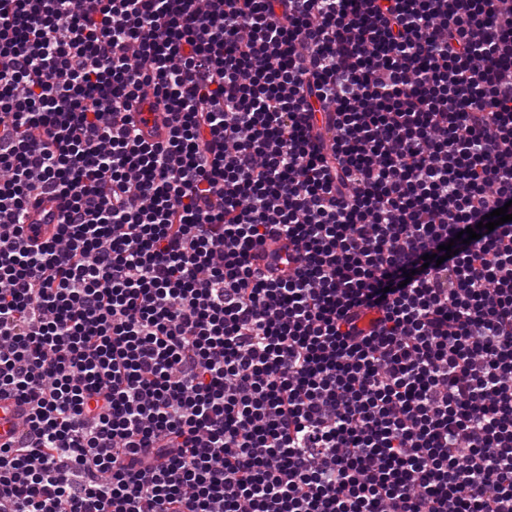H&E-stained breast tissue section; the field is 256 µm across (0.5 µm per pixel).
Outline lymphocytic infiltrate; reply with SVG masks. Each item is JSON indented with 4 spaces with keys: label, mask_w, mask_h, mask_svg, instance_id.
Segmentation results:
<instances>
[{
    "label": "lymphocytic infiltrate",
    "mask_w": 512,
    "mask_h": 512,
    "mask_svg": "<svg viewBox=\"0 0 512 512\" xmlns=\"http://www.w3.org/2000/svg\"><path fill=\"white\" fill-rule=\"evenodd\" d=\"M0 169V512H512V0H0ZM166 112H149L147 108L143 112H131L133 121L146 133L151 135V139H164L167 136L168 128L163 124V117ZM60 206V200L56 199L45 198L40 200L38 204L33 201L29 211L24 215L23 219L24 224H26V233L30 235L32 234L30 231V224H38L40 232L39 238L43 240L46 229L44 224L55 223V220H52V217L58 212ZM19 406L12 397L0 398V445L8 444L16 437Z\"/></svg>",
    "instance_id": "lymphocytic-infiltrate-1"
}]
</instances>
